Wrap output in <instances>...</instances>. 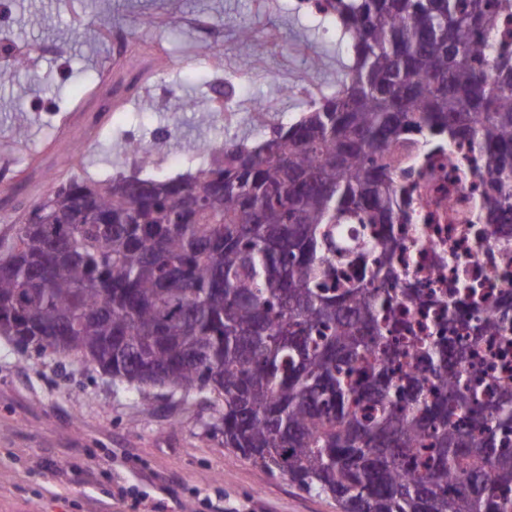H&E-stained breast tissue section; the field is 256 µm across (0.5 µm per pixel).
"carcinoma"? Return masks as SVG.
<instances>
[{
    "label": "carcinoma",
    "mask_w": 512,
    "mask_h": 512,
    "mask_svg": "<svg viewBox=\"0 0 512 512\" xmlns=\"http://www.w3.org/2000/svg\"><path fill=\"white\" fill-rule=\"evenodd\" d=\"M316 7L352 53L336 93L203 175L53 191L54 223L0 238V336L207 402L224 447L341 512H512V383L473 366L512 295L471 281L412 336L396 265L414 175L461 144L468 226L512 246V0Z\"/></svg>",
    "instance_id": "1"
}]
</instances>
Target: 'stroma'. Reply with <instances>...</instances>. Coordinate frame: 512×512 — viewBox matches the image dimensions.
I'll return each instance as SVG.
<instances>
[{
    "label": "stroma",
    "instance_id": "obj_1",
    "mask_svg": "<svg viewBox=\"0 0 512 512\" xmlns=\"http://www.w3.org/2000/svg\"><path fill=\"white\" fill-rule=\"evenodd\" d=\"M198 14L221 33L217 47L183 24ZM244 25L264 44L263 55L240 49ZM0 27L20 46L55 49L0 82V150L14 151L22 168L56 147L113 39L165 47L167 66L157 79L168 90L167 105L151 106L144 92L99 113V137L82 160L86 183L96 185L116 173H195L188 157L228 135L260 143L308 108L309 99L291 93V85L309 82L332 95L348 62L331 20L301 9L298 0H9ZM214 52L223 57L220 88L208 60ZM316 56L322 67L309 68ZM217 96L235 101L241 117L233 127L202 125L194 112L176 108L181 99L206 106ZM260 101L271 107L265 126L247 115ZM21 126L28 129L22 139L15 135ZM159 129L167 133L160 165L135 168L120 158L126 132L147 142ZM214 416L182 392L153 388L144 396L73 357L40 355L0 336V512H210L212 502L223 512H340L333 498L308 493L226 448L211 427ZM131 485L143 503L119 498V489Z\"/></svg>",
    "mask_w": 512,
    "mask_h": 512
}]
</instances>
